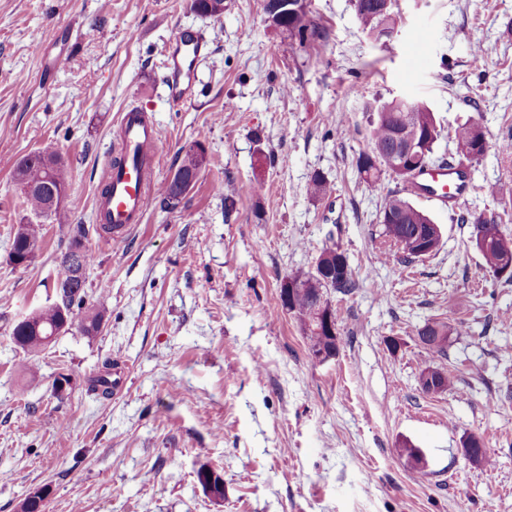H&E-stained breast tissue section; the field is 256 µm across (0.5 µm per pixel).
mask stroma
I'll return each instance as SVG.
<instances>
[{"label":"stroma","instance_id":"1","mask_svg":"<svg viewBox=\"0 0 512 512\" xmlns=\"http://www.w3.org/2000/svg\"><path fill=\"white\" fill-rule=\"evenodd\" d=\"M190 3L0 0V155L53 150L67 163L69 221L94 255L86 300L107 301L96 337L71 326L36 358L12 342L19 319L55 302L68 241L46 224L34 261L11 263L24 209L0 167V512L39 489L44 512H512V285L474 246L481 220L512 235V155L499 149L512 140V0H398L385 46L352 0H305L323 32L305 42L271 23L265 0H225L218 18ZM181 29L211 53L194 98L174 106L166 51ZM420 41L426 60L408 71ZM392 99L427 103L435 158L468 175L455 208L414 198L442 238L409 266L379 237L403 182L386 170L374 190L356 167L370 106ZM133 104L160 133L158 182L195 144L206 164L176 208L151 196L114 243L95 202ZM469 119L489 142L471 161L452 140ZM317 174L329 197L312 195ZM333 244L357 287L329 292L340 336L320 360L280 290ZM431 318L465 325L446 357L417 336ZM426 366L456 390L424 392ZM107 370L123 387L104 397L91 381ZM472 434L490 465L464 456ZM407 442L425 467L402 455ZM204 465L224 480L222 502L197 481Z\"/></svg>","mask_w":512,"mask_h":512}]
</instances>
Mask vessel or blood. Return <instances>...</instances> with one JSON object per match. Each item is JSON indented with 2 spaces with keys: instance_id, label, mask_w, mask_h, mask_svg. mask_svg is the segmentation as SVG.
I'll list each match as a JSON object with an SVG mask.
<instances>
[{
  "instance_id": "b4317fda",
  "label": "vessel or blood",
  "mask_w": 512,
  "mask_h": 512,
  "mask_svg": "<svg viewBox=\"0 0 512 512\" xmlns=\"http://www.w3.org/2000/svg\"><path fill=\"white\" fill-rule=\"evenodd\" d=\"M205 51V41L192 31L179 30L172 38L166 83L173 103L182 104L193 97L196 66ZM118 135L122 160L105 167L103 181L108 193L97 201L98 215L112 226L116 239L131 225L141 223L148 196L156 189L152 174L158 159L159 131L140 110L130 107L121 115ZM421 181L443 199L462 198L466 189V181L455 167L430 170Z\"/></svg>"
}]
</instances>
